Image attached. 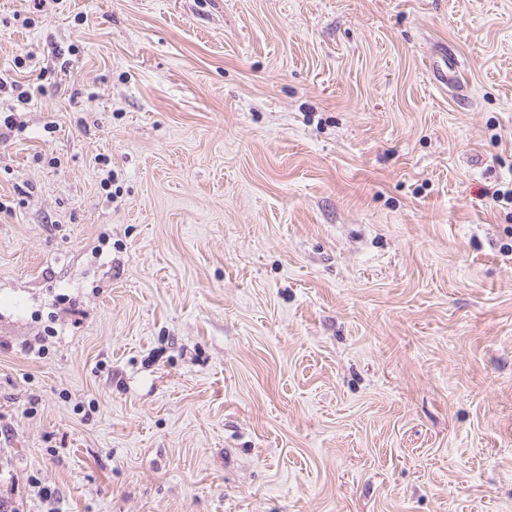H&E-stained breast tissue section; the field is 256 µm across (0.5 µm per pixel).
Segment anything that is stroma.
I'll return each mask as SVG.
<instances>
[{
	"mask_svg": "<svg viewBox=\"0 0 512 512\" xmlns=\"http://www.w3.org/2000/svg\"><path fill=\"white\" fill-rule=\"evenodd\" d=\"M19 61L0 500L512 512V0H0Z\"/></svg>",
	"mask_w": 512,
	"mask_h": 512,
	"instance_id": "obj_1",
	"label": "stroma"
}]
</instances>
